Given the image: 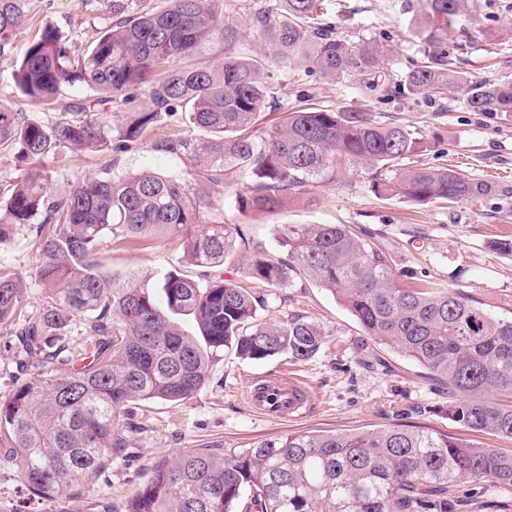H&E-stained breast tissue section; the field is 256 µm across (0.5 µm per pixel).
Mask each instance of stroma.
I'll use <instances>...</instances> for the list:
<instances>
[{
	"mask_svg": "<svg viewBox=\"0 0 512 512\" xmlns=\"http://www.w3.org/2000/svg\"><path fill=\"white\" fill-rule=\"evenodd\" d=\"M227 22L245 33L231 47L234 55L258 51L264 37L255 23L258 10L279 13L281 0H221ZM425 0H323L325 20L337 32L390 47L384 64L372 74L371 87L349 78L329 79L311 66L288 59L269 60L270 94L262 104L256 125L276 124L288 112L314 107L365 111L381 123L404 125L423 143L422 165L448 167L490 184L488 194L452 207L438 203L414 204L399 197H383L374 190L375 168L364 163H341L332 181L309 180L297 193L284 197L269 212L248 205L249 175L230 169L224 173V191L212 196L203 216L208 224H236L247 240L226 262L227 280L247 283V266L258 251L286 257L276 234L281 224H348L371 233L395 260L396 279L446 288L482 303L498 317H512V255L495 250L501 239H512V113L474 112L463 104L461 90L440 97L409 90L404 77L423 56L426 44L413 27L425 17L436 33L437 50L460 60V68L477 80L496 82L512 78V0H470L453 19L426 14ZM25 22L16 38L26 43L42 29L59 31L69 44L85 45L95 29L111 25L112 17L90 13L80 0H26ZM170 124L148 131L122 155L118 170L132 174L145 169L164 173L182 171L181 161L155 152L153 141L169 135ZM108 153L64 152L48 159L52 172L48 189L66 194L85 174L99 170ZM182 253L177 238L156 234L140 244H123L112 235L101 243L107 268L149 276L160 284L174 269L193 279L202 272L179 267ZM38 261L30 227L15 230L0 246V272L18 274L24 281L28 312H38L47 296L34 277ZM300 312L326 332L319 354L305 363L286 358L244 360L224 351L212 363L206 384L191 400L153 402L134 408L123 433L129 448L113 457L108 470L92 473L79 495L63 499L53 512H124L128 497L145 483L150 466L161 455L175 457L196 448H221L285 431H339L358 427L382 428L394 424L425 426L452 435L459 425L444 413L447 395L435 389L423 370L393 349L364 336L355 318L331 293L309 283L279 290L264 318H282ZM295 377L309 401L301 417L268 419L250 405L247 394L263 380ZM38 505L25 489L16 464L0 446V512H36ZM453 512H512V495L493 497L480 484L456 486Z\"/></svg>",
	"mask_w": 512,
	"mask_h": 512,
	"instance_id": "1",
	"label": "stroma"
}]
</instances>
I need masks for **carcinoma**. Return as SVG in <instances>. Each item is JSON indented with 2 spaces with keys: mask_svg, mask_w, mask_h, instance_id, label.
<instances>
[{
  "mask_svg": "<svg viewBox=\"0 0 512 512\" xmlns=\"http://www.w3.org/2000/svg\"><path fill=\"white\" fill-rule=\"evenodd\" d=\"M133 0H82L117 21L81 49L46 29L16 60V88L35 105L55 106L46 124L0 104V146L27 164L0 196V245L16 227L34 228L38 281L49 291L43 308L26 312L20 277L0 274V325L18 323L17 367L25 376L0 403V443L12 449L23 485L38 504L80 493L83 477L100 471L127 447L119 428L134 403L183 402L205 385L225 350L244 360L286 356L307 362L325 344L324 330L291 312L261 317L271 295L219 275L201 286L177 270L163 277L164 304L149 279L105 269V231L117 239L156 232L182 239V260L217 268L245 241L240 226L202 223L224 170L252 178L249 204L277 207L313 178L335 176L341 161L392 169L377 192L428 204L458 203L491 186L448 168L411 164L418 141L406 127L382 124L368 112L306 108L269 129L252 130L269 94L268 56L300 59L328 77L369 84L390 49L308 21L322 0H283L284 12L255 13L267 50L191 64L220 40L243 32L218 14V0H168L161 10ZM464 0H427L432 13L458 14ZM25 0H0V55L14 50ZM86 89L74 100L65 90ZM405 84L415 91H464L473 112H512V80L470 81L448 54L428 52ZM142 88L152 107L130 109ZM111 113L100 119L97 106ZM182 114L184 129L153 143L182 159L186 176L159 171L90 173L64 197L48 194L44 160L76 149L121 154L150 129ZM277 233L288 259L260 255L248 278L261 289L290 288L304 278L330 292L365 336L418 363L448 388V420L471 431L512 439V318L489 313L457 292L405 287L392 254L347 224H283ZM193 317L199 335L173 321ZM86 318L89 338L76 350L60 330ZM459 480L494 494L512 489V455L480 448L429 427L395 425L348 432L296 431L225 448H200L155 461L125 512H448Z\"/></svg>",
  "mask_w": 512,
  "mask_h": 512,
  "instance_id": "1",
  "label": "carcinoma"
}]
</instances>
